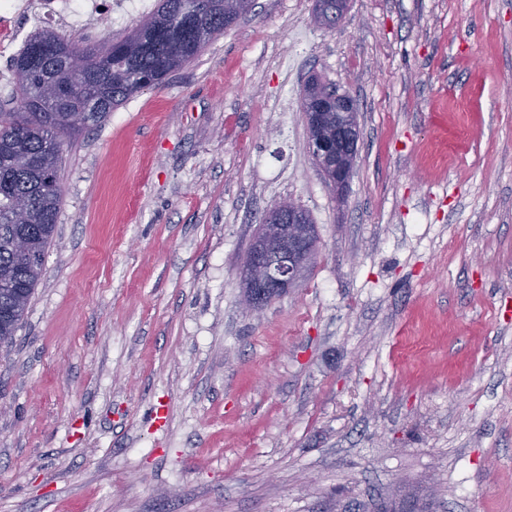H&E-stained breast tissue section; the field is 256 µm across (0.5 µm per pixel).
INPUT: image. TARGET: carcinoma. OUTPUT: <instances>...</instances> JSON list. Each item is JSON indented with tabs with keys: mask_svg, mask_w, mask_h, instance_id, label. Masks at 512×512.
I'll return each instance as SVG.
<instances>
[{
	"mask_svg": "<svg viewBox=\"0 0 512 512\" xmlns=\"http://www.w3.org/2000/svg\"><path fill=\"white\" fill-rule=\"evenodd\" d=\"M236 18L229 0H159L124 38L80 46L41 31L13 60L12 99L0 111V346L9 344L41 278L61 202L64 137L100 121L140 91L194 59ZM84 57L79 72L69 54ZM86 113V122L71 123ZM27 236V252L11 242Z\"/></svg>",
	"mask_w": 512,
	"mask_h": 512,
	"instance_id": "carcinoma-1",
	"label": "carcinoma"
}]
</instances>
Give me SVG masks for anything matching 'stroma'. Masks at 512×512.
Wrapping results in <instances>:
<instances>
[{
  "label": "stroma",
  "mask_w": 512,
  "mask_h": 512,
  "mask_svg": "<svg viewBox=\"0 0 512 512\" xmlns=\"http://www.w3.org/2000/svg\"><path fill=\"white\" fill-rule=\"evenodd\" d=\"M313 9L255 0L65 139L0 347V512H512V0H349L330 31ZM313 75L359 108L341 203L307 148ZM288 197L320 255L257 318L238 273Z\"/></svg>",
  "instance_id": "stroma-1"
}]
</instances>
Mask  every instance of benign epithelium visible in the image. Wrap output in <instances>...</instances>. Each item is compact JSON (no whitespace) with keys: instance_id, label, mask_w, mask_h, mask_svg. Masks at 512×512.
Wrapping results in <instances>:
<instances>
[{"instance_id":"7a95c632","label":"benign epithelium","mask_w":512,"mask_h":512,"mask_svg":"<svg viewBox=\"0 0 512 512\" xmlns=\"http://www.w3.org/2000/svg\"><path fill=\"white\" fill-rule=\"evenodd\" d=\"M317 14L341 22L348 0H317ZM308 149L336 200L345 197L359 152L355 100L318 83L307 93L302 109ZM317 226L290 199L278 202L264 217L240 271L245 308L261 314L277 297L303 281L319 254Z\"/></svg>"}]
</instances>
